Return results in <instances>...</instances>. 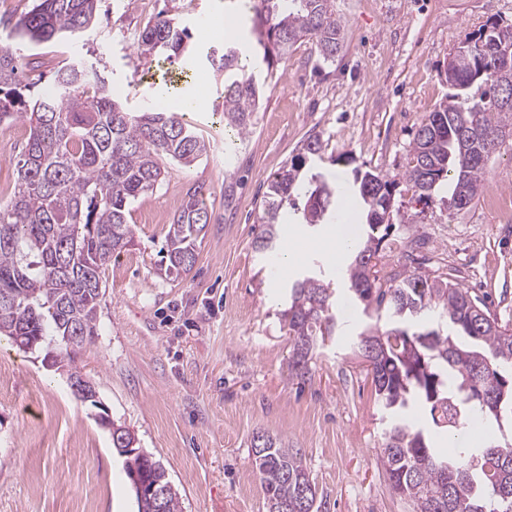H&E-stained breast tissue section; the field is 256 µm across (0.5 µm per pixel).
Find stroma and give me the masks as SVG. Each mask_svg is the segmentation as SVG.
<instances>
[{
    "label": "stroma",
    "mask_w": 512,
    "mask_h": 512,
    "mask_svg": "<svg viewBox=\"0 0 512 512\" xmlns=\"http://www.w3.org/2000/svg\"><path fill=\"white\" fill-rule=\"evenodd\" d=\"M32 4L0 0V47L39 61L48 78L65 63L97 66L115 99L133 111L155 107L150 92L171 72L178 88L166 110L200 91L203 104L187 118L211 150L192 167L169 165L165 179L129 208L135 244L103 274L98 334L80 361L97 403L77 400L41 354L0 337V367L9 370L0 385V512H137L125 459L102 415L160 461L181 512H267L253 467L259 434L300 449L319 512H413L381 466L387 419L353 348L366 325L383 328L388 319L337 292L336 338L316 351L307 379H297L288 369L284 284L314 259L335 268L322 246L328 227L301 226L310 247L276 277L253 241L268 179L317 134L324 151L307 161L304 175L343 180L357 166L398 183L383 266L400 267L416 254L422 271L453 270L512 320V217L489 203L494 196L512 201V138L494 154L469 209L422 207L402 181L417 129L451 92L449 57L487 21L511 23L512 0H334L341 50L326 61L305 39L288 57L259 62L266 93L242 138L222 123L224 76L206 65L209 47L250 32L238 0H100L99 20L81 38L38 46L11 34ZM161 11L191 31L198 66L183 72L138 56V35ZM27 135L21 123L0 126L1 201L13 191ZM345 153L353 166L334 164ZM197 190L210 221L193 269L174 279L162 261L166 230ZM409 214L415 223H405Z\"/></svg>",
    "instance_id": "stroma-1"
}]
</instances>
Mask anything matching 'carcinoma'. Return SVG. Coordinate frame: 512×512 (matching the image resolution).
I'll return each mask as SVG.
<instances>
[{
	"label": "carcinoma",
	"instance_id": "cac0c4a2",
	"mask_svg": "<svg viewBox=\"0 0 512 512\" xmlns=\"http://www.w3.org/2000/svg\"><path fill=\"white\" fill-rule=\"evenodd\" d=\"M97 3L35 0L15 24V36L34 44L76 38L96 22ZM243 10L252 14L254 55L282 59L302 39L315 42L327 60L341 49L333 0H243ZM190 39L188 29L161 13L140 33L136 50L144 59L184 61L192 54ZM465 43L466 52L453 55L445 70L448 85L459 92L422 122L404 174L417 202L429 206L444 193L458 211L479 197L491 156L504 132L512 133V103H503L500 77L512 24L488 22ZM209 62L224 73V124L247 135L263 95L247 56L226 42L209 49ZM37 82L28 64L0 49V122L28 128L13 194L0 204V335L23 351L44 347L53 364L72 371L97 336L102 270L134 245L131 202L165 178L166 163H198L208 143L183 113L124 109L91 66L65 65L49 91L33 94ZM474 84L483 87L479 98L461 100ZM321 150L319 137L308 138L267 182L255 250L278 261L273 245L288 222L283 205L295 195H304L302 220L310 225L335 217L349 196L359 199L369 232L354 242L341 282L364 310H385L393 323L384 331L367 329L357 344L389 419L380 451L388 481L415 512H512V441L444 455L411 419L424 407L437 432L455 436L474 420L512 418V325L444 271L404 267L379 276L397 183L358 168L345 191L324 178L303 182V163ZM209 219L195 193L178 205L165 235L168 271L192 270ZM331 298L320 269L307 268L292 282L283 318L293 343L288 368L301 379L314 349L335 332ZM253 456L267 512H316V487L300 450L267 435ZM135 465L142 483L163 493L162 512H179V493L164 467L151 457Z\"/></svg>",
	"mask_w": 512,
	"mask_h": 512
}]
</instances>
